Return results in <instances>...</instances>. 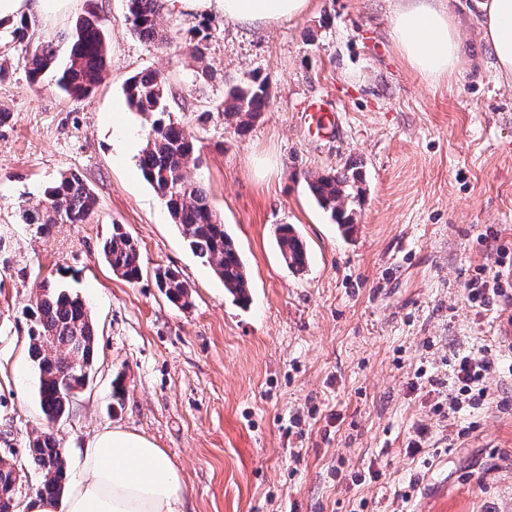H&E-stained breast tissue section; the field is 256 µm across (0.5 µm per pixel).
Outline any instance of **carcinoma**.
<instances>
[{"label":"carcinoma","mask_w":512,"mask_h":512,"mask_svg":"<svg viewBox=\"0 0 512 512\" xmlns=\"http://www.w3.org/2000/svg\"><path fill=\"white\" fill-rule=\"evenodd\" d=\"M128 15L134 33L154 44L164 40L157 18L164 0H127ZM9 42L21 48L28 62L33 82L47 72H54L56 85L69 96L89 94L98 83L106 65V39L101 21L79 19L72 33L62 42L36 43L31 40L28 20L23 18L6 30ZM128 105L136 112L152 117L146 144L139 156V168L163 200L173 224L198 258L213 267L224 288L238 303L248 299L249 282L245 266L233 237L226 231L206 190L187 175L196 161L195 147L169 111L171 90L156 71L138 73L125 82ZM269 86L253 81L245 88L232 89L225 100L224 115L238 119V130L262 114L269 105ZM357 174L347 170L313 177L309 187L319 206L330 213L344 232L353 227L345 209L349 189ZM97 202L81 176L75 172L61 176L44 191L39 206L25 209L21 222L42 234L55 224H85ZM277 246L284 263L295 271L304 269L307 255L302 241L290 225L278 228ZM102 252L112 272L130 282L142 274L137 243L121 225H112ZM155 285L176 306L192 305L191 285L172 269L158 267ZM31 321L28 358L38 377V393L44 415L55 422L70 413L72 390L84 387L96 359V328L82 297L62 285L45 281L36 286L34 304L26 311ZM27 459L42 474L39 494L58 497L68 480L62 448L50 431L36 435L27 448ZM15 495L13 467L0 465V498L6 502Z\"/></svg>","instance_id":"carcinoma-1"}]
</instances>
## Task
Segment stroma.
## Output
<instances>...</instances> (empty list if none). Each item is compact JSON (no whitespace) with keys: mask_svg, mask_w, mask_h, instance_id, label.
Returning a JSON list of instances; mask_svg holds the SVG:
<instances>
[{"mask_svg":"<svg viewBox=\"0 0 512 512\" xmlns=\"http://www.w3.org/2000/svg\"><path fill=\"white\" fill-rule=\"evenodd\" d=\"M452 2L466 20L467 0ZM394 5L313 0L269 28L166 10L164 46L131 31L127 0L31 15L39 41L67 35L86 12L101 17L106 66L84 99L48 73L31 83L21 50L0 40V109L10 114L0 124V459L27 475L19 504L42 481L26 457L37 434L52 429L73 475L78 450L120 428L176 463V512H512V83L466 20L467 59L427 84L391 39ZM202 28L199 62L191 47ZM143 70L165 79L171 116L196 141L188 175L239 244L249 305L190 251L138 168L150 121L126 108L123 84ZM256 79L269 105L241 132L219 107ZM313 99L339 112L333 135L305 122ZM346 167L362 173L348 234L307 186ZM69 172L93 191V219L44 234L21 223ZM116 224L139 245L138 282L102 256ZM281 224L307 246L303 271L280 257ZM159 266L191 284L190 308L156 287ZM474 278L495 280L489 306L469 299ZM45 279L86 299L98 339L92 379L53 424L23 314ZM466 352L495 366L484 404L450 421L438 405Z\"/></svg>","mask_w":512,"mask_h":512,"instance_id":"stroma-1","label":"stroma"}]
</instances>
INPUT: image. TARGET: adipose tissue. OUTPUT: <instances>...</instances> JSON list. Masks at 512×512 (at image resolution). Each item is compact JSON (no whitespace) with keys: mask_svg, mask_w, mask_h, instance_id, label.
Returning a JSON list of instances; mask_svg holds the SVG:
<instances>
[{"mask_svg":"<svg viewBox=\"0 0 512 512\" xmlns=\"http://www.w3.org/2000/svg\"><path fill=\"white\" fill-rule=\"evenodd\" d=\"M190 16L219 15L237 23L273 25L306 13L312 0H167ZM470 19L496 61L512 78V0H471ZM392 39L428 83L453 76L464 60L462 23L447 0H397ZM80 473L63 499L36 495L27 512H174L184 485L165 451L139 434L105 429L79 453Z\"/></svg>","mask_w":512,"mask_h":512,"instance_id":"obj_1","label":"adipose tissue"}]
</instances>
